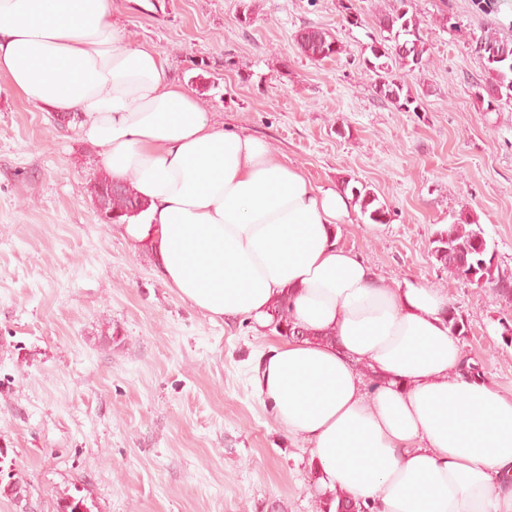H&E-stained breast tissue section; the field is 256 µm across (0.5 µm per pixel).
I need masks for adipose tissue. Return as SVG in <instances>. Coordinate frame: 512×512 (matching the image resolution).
<instances>
[{"label":"adipose tissue","instance_id":"adipose-tissue-1","mask_svg":"<svg viewBox=\"0 0 512 512\" xmlns=\"http://www.w3.org/2000/svg\"><path fill=\"white\" fill-rule=\"evenodd\" d=\"M0 76L81 116L113 179L149 204L124 237L151 244L194 308L261 333L293 289L308 336L269 346L253 386L306 444L322 495L368 512H512V392L462 375L445 295L391 285L341 244L348 195L210 121L161 51L112 23L111 0H0Z\"/></svg>","mask_w":512,"mask_h":512}]
</instances>
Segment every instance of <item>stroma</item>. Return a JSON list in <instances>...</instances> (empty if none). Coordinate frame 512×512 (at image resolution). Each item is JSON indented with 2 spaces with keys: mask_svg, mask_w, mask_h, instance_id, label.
I'll return each instance as SVG.
<instances>
[{
  "mask_svg": "<svg viewBox=\"0 0 512 512\" xmlns=\"http://www.w3.org/2000/svg\"><path fill=\"white\" fill-rule=\"evenodd\" d=\"M392 0H112V21L159 48L170 79L225 129L263 138L318 186L367 187L389 223L351 206L340 241L388 282L440 290L468 319L459 345L512 391V303L435 260L436 230L480 224L512 274V101L476 86L482 36L512 41V0H410L430 62L396 77L415 112L377 93L364 48ZM305 27L343 51L317 62ZM74 115L0 80V473L27 489L0 512H55L82 491L98 512H319L317 472L256 394L251 367L277 335L211 321L166 288L150 252L101 223L106 172ZM296 42L301 52L311 60L323 61L332 59L342 52V46L338 40L323 29L307 27L298 31ZM334 50L331 49V45ZM328 53H325L326 50Z\"/></svg>",
  "mask_w": 512,
  "mask_h": 512,
  "instance_id": "stroma-1",
  "label": "stroma"
}]
</instances>
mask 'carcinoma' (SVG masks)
I'll use <instances>...</instances> for the list:
<instances>
[{
  "label": "carcinoma",
  "instance_id": "obj_1",
  "mask_svg": "<svg viewBox=\"0 0 512 512\" xmlns=\"http://www.w3.org/2000/svg\"><path fill=\"white\" fill-rule=\"evenodd\" d=\"M409 0H393L388 11L378 19L380 30L386 33L381 40L367 45L370 55L364 58L366 68L379 78L378 92L399 110H410L417 101L411 93L403 92V84L394 78L392 71L401 66L411 70L427 65V44L421 36V21L409 13ZM296 42L301 52L311 60L331 59L342 52L338 40L323 29L307 27L298 31ZM408 50H399L402 43ZM336 48H331V45ZM475 53L485 61L488 73L486 82L479 86V95L487 97V108L499 106L503 98H512V43L497 38H482L476 41ZM102 176L91 188L92 197L104 204L112 213V223L124 224L147 207L133 188ZM351 194L360 207V212L371 224H387L390 211L379 203L376 195L361 188H351ZM433 254L450 275L464 279L478 286H489L503 298L512 302V277L498 272L494 255L490 251L484 231L479 224L455 222L436 233L433 240ZM280 324L294 326L288 311V297L284 296L271 307V326ZM321 512H364L361 504L353 503L341 495L321 498ZM56 512H90L86 498L65 495L57 502Z\"/></svg>",
  "mask_w": 512,
  "mask_h": 512
}]
</instances>
